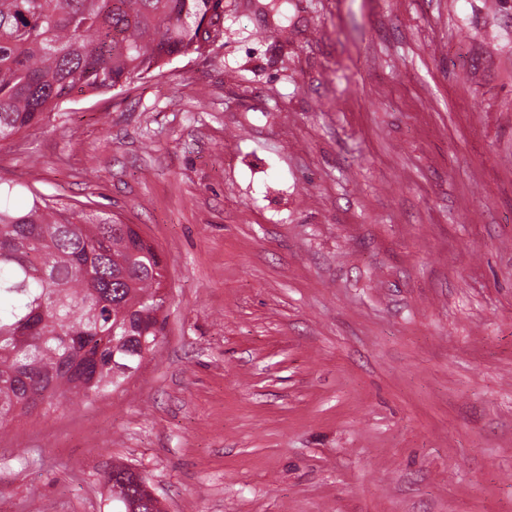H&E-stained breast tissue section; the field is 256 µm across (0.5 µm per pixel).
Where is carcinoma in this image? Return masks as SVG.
Listing matches in <instances>:
<instances>
[{
	"label": "carcinoma",
	"mask_w": 512,
	"mask_h": 512,
	"mask_svg": "<svg viewBox=\"0 0 512 512\" xmlns=\"http://www.w3.org/2000/svg\"><path fill=\"white\" fill-rule=\"evenodd\" d=\"M224 0H0V142L74 91L107 93L200 55ZM166 267L136 225L31 192L0 206V430L122 387L161 333ZM123 512H162L149 480L105 473Z\"/></svg>",
	"instance_id": "cac0c4a2"
}]
</instances>
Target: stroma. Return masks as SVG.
Returning a JSON list of instances; mask_svg holds the SVG:
<instances>
[{
    "mask_svg": "<svg viewBox=\"0 0 512 512\" xmlns=\"http://www.w3.org/2000/svg\"><path fill=\"white\" fill-rule=\"evenodd\" d=\"M137 225L162 334L0 431V512H512V0H224L223 33L0 143ZM112 491V500L124 508L121 512H162L158 499L150 490L149 480L125 465L112 466L104 475Z\"/></svg>",
    "mask_w": 512,
    "mask_h": 512,
    "instance_id": "1",
    "label": "stroma"
}]
</instances>
